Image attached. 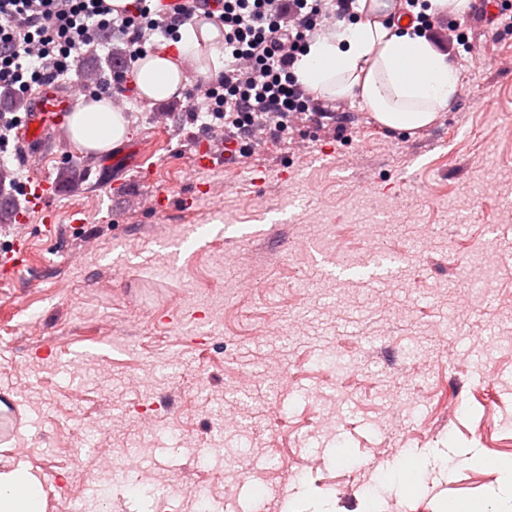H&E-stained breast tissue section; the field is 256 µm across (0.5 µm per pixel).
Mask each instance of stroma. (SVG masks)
<instances>
[{"label": "stroma", "mask_w": 512, "mask_h": 512, "mask_svg": "<svg viewBox=\"0 0 512 512\" xmlns=\"http://www.w3.org/2000/svg\"><path fill=\"white\" fill-rule=\"evenodd\" d=\"M494 8L430 16L459 83L417 131L352 93L201 167L191 70L181 96H129L110 153L62 124L11 138L0 251L30 257L0 280V471L42 476L45 512H512V0ZM41 178L61 186L42 213ZM76 427L102 437L76 450ZM125 448L139 469L114 468ZM58 191L56 184L46 180L32 183V186L30 184L26 185L28 208H42L44 201Z\"/></svg>", "instance_id": "stroma-1"}]
</instances>
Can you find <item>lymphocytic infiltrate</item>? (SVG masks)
Masks as SVG:
<instances>
[{"mask_svg": "<svg viewBox=\"0 0 512 512\" xmlns=\"http://www.w3.org/2000/svg\"><path fill=\"white\" fill-rule=\"evenodd\" d=\"M140 0L113 16L107 0H0V88L25 94L79 67L83 48L108 31L125 40L135 63L150 31L174 35L192 22L200 0H180L171 12ZM357 0H223L224 70L205 82L207 110L225 127L262 126L271 136L307 112L311 96L294 78L304 43L324 21L349 14Z\"/></svg>", "mask_w": 512, "mask_h": 512, "instance_id": "lymphocytic-infiltrate-1", "label": "lymphocytic infiltrate"}]
</instances>
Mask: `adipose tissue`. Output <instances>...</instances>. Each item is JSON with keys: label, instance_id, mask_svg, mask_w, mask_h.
<instances>
[{"label": "adipose tissue", "instance_id": "ef3b65f1", "mask_svg": "<svg viewBox=\"0 0 512 512\" xmlns=\"http://www.w3.org/2000/svg\"><path fill=\"white\" fill-rule=\"evenodd\" d=\"M315 38L294 66L299 84L321 99L357 93L383 127L412 131L432 124L457 93L458 73L411 25H385L374 13ZM176 55L155 52L136 64L135 87L150 101L178 95L186 68L224 66V34L211 22L178 28ZM121 111L104 98L80 102L69 119L71 139L92 154L112 150L126 135ZM0 512H45L42 481L27 466L0 472Z\"/></svg>", "mask_w": 512, "mask_h": 512}]
</instances>
